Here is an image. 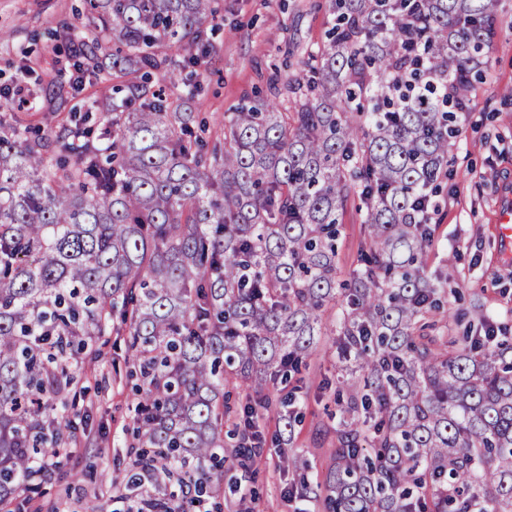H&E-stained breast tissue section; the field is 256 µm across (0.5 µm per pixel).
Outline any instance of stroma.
<instances>
[{
    "label": "stroma",
    "mask_w": 512,
    "mask_h": 512,
    "mask_svg": "<svg viewBox=\"0 0 512 512\" xmlns=\"http://www.w3.org/2000/svg\"><path fill=\"white\" fill-rule=\"evenodd\" d=\"M208 19L211 48L192 68L171 65L154 74L152 89L168 98L196 88L195 125L209 134L224 130V118L244 103L266 96L271 75L289 80L301 72L307 51L324 41L330 0H219ZM85 0H0V92L18 122L44 130L65 121L70 110L86 111L111 87L127 78L104 82L82 72L73 57L72 31L85 18ZM501 29L490 51L491 67L477 90L466 125L449 151L455 177L452 199L434 221L439 245L427 253V273L444 271L461 292V307L483 304L512 332V257H505L497 236L498 212L512 198V0H501ZM321 340L300 376L310 390L301 405L302 421L294 447L306 459L312 480L323 479L330 465V440L319 429L335 424L336 406L317 391L321 376H334L336 359ZM129 338L108 332L75 371V452L61 459L39 487L22 497L21 512H84L98 499L102 512H127L139 498L132 466L133 427L143 395L131 377ZM119 473L120 486L110 476ZM225 467L223 512H236L248 498L252 512H311L306 501H288L287 466L273 448L255 459L249 478L233 484Z\"/></svg>",
    "instance_id": "stroma-1"
}]
</instances>
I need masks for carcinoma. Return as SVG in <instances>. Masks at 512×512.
I'll list each match as a JSON object with an SVG mask.
<instances>
[{
	"instance_id": "cac0c4a2",
	"label": "carcinoma",
	"mask_w": 512,
	"mask_h": 512,
	"mask_svg": "<svg viewBox=\"0 0 512 512\" xmlns=\"http://www.w3.org/2000/svg\"><path fill=\"white\" fill-rule=\"evenodd\" d=\"M217 0H88L86 70L116 45L127 76L208 42ZM335 23L299 77L269 78L206 147L190 99L145 85L39 134L0 113V512L47 450L69 444L76 356L131 339L146 399L134 430L141 512H194L249 468V415L275 411L288 498L326 512H512V336L453 307L426 274L448 148L500 28L499 0H331ZM52 156L55 163L47 164ZM358 202L356 266L336 257ZM330 330L333 464L307 479L293 450L295 373ZM245 397L229 405L227 387Z\"/></svg>"
}]
</instances>
